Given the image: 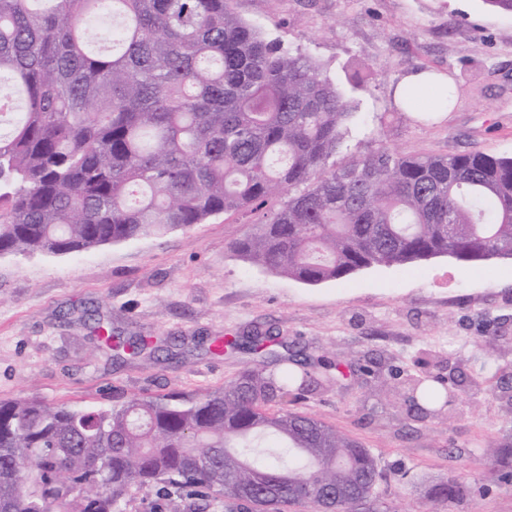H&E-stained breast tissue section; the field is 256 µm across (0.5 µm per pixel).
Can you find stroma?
<instances>
[{
  "label": "stroma",
  "mask_w": 512,
  "mask_h": 512,
  "mask_svg": "<svg viewBox=\"0 0 512 512\" xmlns=\"http://www.w3.org/2000/svg\"><path fill=\"white\" fill-rule=\"evenodd\" d=\"M268 40L315 59L360 116L347 144L365 154L512 155V14L484 0H233ZM435 70L458 91L446 112L394 101L406 76ZM250 212L161 239L80 255L0 256V400L108 407L132 397L197 398L247 366L285 364L338 381L289 398L369 448L392 512H428L456 480L447 512H512V410L494 393L512 374V258L469 266L447 256L377 266L318 285L225 251ZM178 345L179 359L117 363L94 327ZM269 332L271 353L209 354L218 336ZM456 373L453 402L427 417L408 382Z\"/></svg>",
  "instance_id": "1"
}]
</instances>
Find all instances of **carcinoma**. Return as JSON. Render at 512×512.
Segmentation results:
<instances>
[{"instance_id": "cac0c4a2", "label": "carcinoma", "mask_w": 512, "mask_h": 512, "mask_svg": "<svg viewBox=\"0 0 512 512\" xmlns=\"http://www.w3.org/2000/svg\"><path fill=\"white\" fill-rule=\"evenodd\" d=\"M233 0H0V255L163 237L276 198L225 248L318 285L373 265L512 258V156L333 158L356 120L310 56L265 40ZM100 31L92 49L87 34ZM105 348L144 339L96 327ZM257 331L213 344L259 352ZM297 375L246 368L200 398L110 407L0 400V512H119L132 488L251 512L379 510L376 459L270 406Z\"/></svg>"}]
</instances>
